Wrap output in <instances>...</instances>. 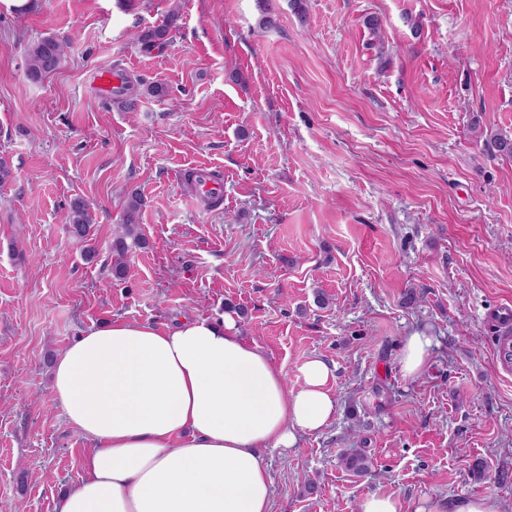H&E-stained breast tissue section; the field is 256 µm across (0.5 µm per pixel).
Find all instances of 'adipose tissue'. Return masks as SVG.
I'll use <instances>...</instances> for the list:
<instances>
[{"label":"adipose tissue","instance_id":"ef3b65f1","mask_svg":"<svg viewBox=\"0 0 512 512\" xmlns=\"http://www.w3.org/2000/svg\"><path fill=\"white\" fill-rule=\"evenodd\" d=\"M300 373L287 392L230 317L88 330L53 367L54 398L90 445L56 512H271L262 449L292 447L336 412L329 366L314 358Z\"/></svg>","mask_w":512,"mask_h":512}]
</instances>
